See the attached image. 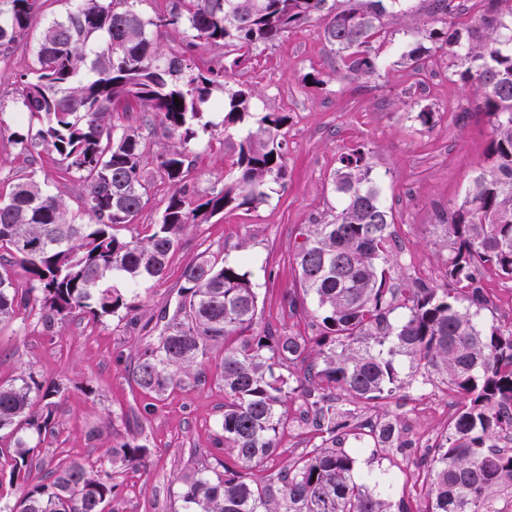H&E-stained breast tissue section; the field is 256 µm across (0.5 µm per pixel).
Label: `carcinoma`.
Segmentation results:
<instances>
[{
  "label": "carcinoma",
  "instance_id": "carcinoma-1",
  "mask_svg": "<svg viewBox=\"0 0 512 512\" xmlns=\"http://www.w3.org/2000/svg\"><path fill=\"white\" fill-rule=\"evenodd\" d=\"M475 24L455 27L456 0H433L442 28L424 29L432 48L406 56L414 69L431 49L447 48L460 60L459 76L474 89L475 111L489 116V163L479 169L459 206L439 225L448 242L444 283L394 284L391 241L395 224L360 145L338 159L331 175L341 205L330 219L308 225L294 254L302 296L293 310L316 302L317 336L257 328L258 296L241 260L199 254L181 271L180 302L163 316L157 341L140 354L137 386L162 396L200 366L210 346L224 343L219 378L224 385L220 428L232 458L186 476L182 512H392V503L352 472L356 457L344 448L349 424L376 448L408 447L396 418L358 424L354 404L378 407L416 377L435 372L464 397L440 439L427 451L429 481L423 512H498L494 492L512 482V322L485 326L481 276L512 280V0H479ZM45 0H0V52L28 44ZM383 0H167L151 16L134 0H77L36 37L30 71L16 81L22 117L11 133L30 156L42 149L58 177L81 183L83 211L29 177L0 199V324L24 310L46 327L76 311L95 319L119 313L138 321L140 289L169 273L171 256L191 225L227 208L256 209L270 185L288 174L284 128L288 116L256 112L255 90L229 88L215 69L185 54L162 53L154 35L182 30L186 47L204 41L252 51L271 45L317 18L325 41L364 79L378 75L374 44L385 39ZM179 99L180 105L174 104ZM159 119L174 145L154 153L138 127L116 128L112 115L136 109ZM224 113V140L255 120L230 157L223 187L207 196L190 191L189 153L199 132ZM171 186L166 206L142 233L131 226L148 201V162ZM20 267L29 287L16 285ZM468 306H461V302ZM403 320L391 321L397 309ZM408 362L410 379L398 361ZM306 365L303 375L293 369ZM56 386L33 373L0 381V457L10 460L15 501L0 495V512H122L112 466L147 467L145 446L128 442L110 458L61 460L36 482L29 480L36 451L54 432ZM299 394L305 424L320 442L274 476L264 464L290 418L283 400Z\"/></svg>",
  "mask_w": 512,
  "mask_h": 512
}]
</instances>
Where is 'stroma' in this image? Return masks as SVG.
<instances>
[{
  "instance_id": "stroma-1",
  "label": "stroma",
  "mask_w": 512,
  "mask_h": 512,
  "mask_svg": "<svg viewBox=\"0 0 512 512\" xmlns=\"http://www.w3.org/2000/svg\"><path fill=\"white\" fill-rule=\"evenodd\" d=\"M429 18L430 0H407L404 13L387 17L380 75L370 81L348 70L324 40L317 20L244 57L204 43L186 48L177 29L158 33L164 53L190 52L222 72L227 85L254 87L257 108L288 115V176L258 209H227L208 223L191 226L171 258L167 278L142 288L141 322L163 307H174L181 269L206 252L231 261L247 256L260 327L316 335L319 327L312 317L288 305L289 296L300 290L295 242L308 224L335 214L340 200L329 176L340 155L359 145L369 149L383 201L395 216L402 243L397 284L406 286L416 277L432 286L442 284L448 249L437 227L438 212L458 205L476 171L486 165L490 124L474 112L471 88L457 74L454 58L436 53L434 70L418 76L407 67L404 57L421 40L422 24ZM31 62L28 52L0 57V195L32 177L47 183L74 211L80 206L75 185L58 183L49 157L30 164L11 138L19 111L13 81ZM315 71L321 83L309 81ZM425 108L434 112V124L416 121V113ZM210 119L216 127L200 134L189 175L200 196L223 186L233 150L217 127L221 114ZM154 341V335L119 315L98 320L75 313L48 331L22 312L0 325V380L31 372L60 389L55 433L41 444L39 461L93 459L132 440L148 448L145 470L114 473L125 512H179L182 477L215 463L213 448L224 413V388L216 379L223 345L210 350L205 382L189 381L159 397L141 391L132 379L134 362ZM426 383L431 397L410 390L381 407L399 419L411 448L360 449L354 470L358 480L367 473L393 478L411 512H423L426 504V478L415 472L416 462L463 401L439 375L427 376ZM283 408L295 423L280 434L279 450L265 465L269 474L313 444L308 428L298 422L302 398H288Z\"/></svg>"
}]
</instances>
